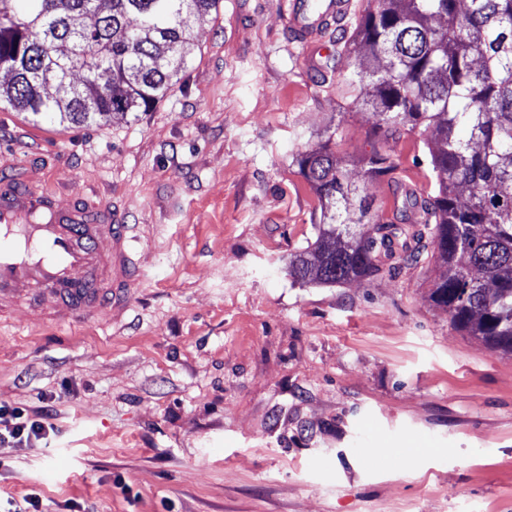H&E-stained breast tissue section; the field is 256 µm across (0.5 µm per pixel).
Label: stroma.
I'll list each match as a JSON object with an SVG mask.
<instances>
[{
	"instance_id": "obj_1",
	"label": "stroma",
	"mask_w": 512,
	"mask_h": 512,
	"mask_svg": "<svg viewBox=\"0 0 512 512\" xmlns=\"http://www.w3.org/2000/svg\"><path fill=\"white\" fill-rule=\"evenodd\" d=\"M293 41L281 0L188 15L191 51L149 112L84 125L0 108V166L35 171L60 205L110 200L140 279L112 322L0 321V399L69 382L51 447L0 446V496L48 512H512V356L451 327L442 269L326 286L289 262L315 242L319 197L295 158L332 139L386 220L437 188L426 138L364 180L371 108L342 49Z\"/></svg>"
}]
</instances>
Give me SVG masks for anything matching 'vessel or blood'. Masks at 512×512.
Returning <instances> with one entry per match:
<instances>
[{
    "label": "vessel or blood",
    "instance_id": "obj_1",
    "mask_svg": "<svg viewBox=\"0 0 512 512\" xmlns=\"http://www.w3.org/2000/svg\"><path fill=\"white\" fill-rule=\"evenodd\" d=\"M322 2L313 13L307 0H282L296 41L309 50L354 8V0ZM130 232L111 206H60L28 169L11 166L0 174V316L25 308L33 320L58 327L111 318L139 275Z\"/></svg>",
    "mask_w": 512,
    "mask_h": 512
}]
</instances>
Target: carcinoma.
<instances>
[{"instance_id": "carcinoma-1", "label": "carcinoma", "mask_w": 512, "mask_h": 512, "mask_svg": "<svg viewBox=\"0 0 512 512\" xmlns=\"http://www.w3.org/2000/svg\"><path fill=\"white\" fill-rule=\"evenodd\" d=\"M219 0H0V104L72 125L148 112L184 66L185 16ZM350 86L378 116L363 175L396 171L386 150L427 135L438 188L405 194L401 223L371 212L331 140L297 156L322 203L316 241L289 264L302 283L373 279L416 259L424 237L443 267L430 299L451 325L512 355V0H367ZM371 225L356 238L349 224Z\"/></svg>"}]
</instances>
